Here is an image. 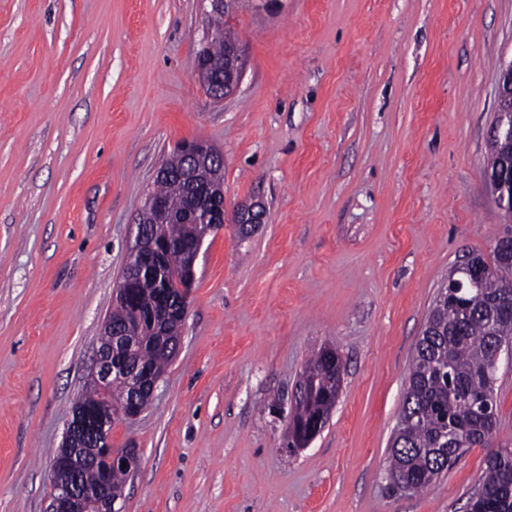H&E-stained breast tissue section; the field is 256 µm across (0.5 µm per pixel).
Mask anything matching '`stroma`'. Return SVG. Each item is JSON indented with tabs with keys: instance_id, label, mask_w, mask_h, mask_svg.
I'll return each instance as SVG.
<instances>
[{
	"instance_id": "35a3bbf8",
	"label": "stroma",
	"mask_w": 512,
	"mask_h": 512,
	"mask_svg": "<svg viewBox=\"0 0 512 512\" xmlns=\"http://www.w3.org/2000/svg\"><path fill=\"white\" fill-rule=\"evenodd\" d=\"M205 0H0V512H46L145 194L178 144L224 157L177 356L117 422L124 512H466L498 424L428 490L388 488L413 350L450 269L507 218L486 179L512 0H240L246 68L217 101ZM343 360L319 436L289 449L297 380Z\"/></svg>"
}]
</instances>
